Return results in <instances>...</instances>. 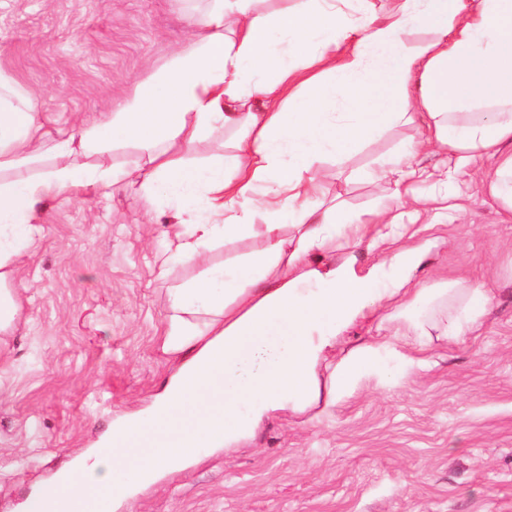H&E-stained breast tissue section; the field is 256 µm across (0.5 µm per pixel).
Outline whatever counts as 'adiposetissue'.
I'll return each instance as SVG.
<instances>
[{
	"instance_id": "ef3b65f1",
	"label": "adipose tissue",
	"mask_w": 512,
	"mask_h": 512,
	"mask_svg": "<svg viewBox=\"0 0 512 512\" xmlns=\"http://www.w3.org/2000/svg\"><path fill=\"white\" fill-rule=\"evenodd\" d=\"M199 32L168 68L138 83L118 110L78 134L49 139L28 90L0 70V351L16 330L15 286L41 238L44 201L77 188L138 186L175 211L156 278L167 285L159 348L170 375L152 406L127 416L31 495L28 512H84L194 460L199 449L250 437L270 411H296L335 397L375 362L359 345L321 379L337 334L372 305L394 300L390 321L456 341L476 329L489 289L439 281L397 296L357 276L350 263L312 262L342 250L341 229L362 239V221L324 204L320 166L344 163L362 143L426 112L427 133L385 158V172L420 174L419 155L450 149L453 179L475 153L497 159L490 192L512 212V0H205ZM232 130L229 158L190 162L197 145ZM137 145L133 170L89 157ZM263 211L264 246L210 263L219 238L245 235ZM194 262L198 274L170 279Z\"/></svg>"
}]
</instances>
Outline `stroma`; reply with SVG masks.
I'll return each mask as SVG.
<instances>
[{"mask_svg": "<svg viewBox=\"0 0 512 512\" xmlns=\"http://www.w3.org/2000/svg\"><path fill=\"white\" fill-rule=\"evenodd\" d=\"M202 0H0V69L34 94L49 137L114 111L186 44ZM425 113L325 161L327 199L367 215L394 185L380 158L427 130ZM495 158L460 168L462 211L404 215L402 243L426 252L412 284L492 288L483 324L456 342L416 336L375 307L337 354L378 348L335 400L272 413L238 447L203 455L117 512H512V213L486 183ZM174 218L135 189L46 201L37 247L17 271L18 334L0 355V512L145 405L166 372L168 308L155 261Z\"/></svg>", "mask_w": 512, "mask_h": 512, "instance_id": "35a3bbf8", "label": "stroma"}]
</instances>
